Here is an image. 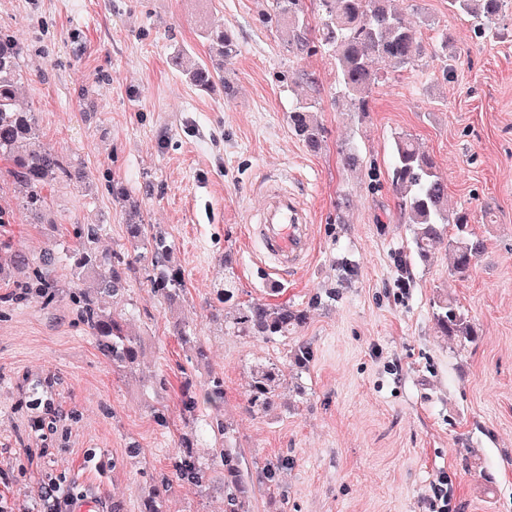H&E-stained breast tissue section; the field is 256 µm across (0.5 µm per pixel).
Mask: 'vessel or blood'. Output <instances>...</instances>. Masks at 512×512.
I'll use <instances>...</instances> for the list:
<instances>
[{
	"label": "vessel or blood",
	"instance_id": "vessel-or-blood-1",
	"mask_svg": "<svg viewBox=\"0 0 512 512\" xmlns=\"http://www.w3.org/2000/svg\"><path fill=\"white\" fill-rule=\"evenodd\" d=\"M256 217L252 233L265 253L276 260L274 274L285 275L302 267L312 254L313 233L310 216L298 196L281 181H272L261 193Z\"/></svg>",
	"mask_w": 512,
	"mask_h": 512
}]
</instances>
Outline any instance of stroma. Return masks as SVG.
I'll return each instance as SVG.
<instances>
[{
    "mask_svg": "<svg viewBox=\"0 0 512 512\" xmlns=\"http://www.w3.org/2000/svg\"><path fill=\"white\" fill-rule=\"evenodd\" d=\"M409 20L428 16L414 68L384 75L366 109L333 101L328 54L294 57L261 14L265 0H0V28L24 49L20 92L46 144L88 172L44 189L48 223L16 215L0 239L38 257L50 238L97 220L102 246L120 250L125 214L113 186L139 199L148 233H163L184 273L177 307L127 276L142 354L117 374L78 321L68 296L0 301V512H41L49 481L98 512H141L145 491L167 480V512H224V472L209 489L176 476L187 431L181 398L197 399L196 445L209 424H233L231 447L252 480L250 512H423L447 473L460 512H512V5L495 38H479L448 0H399ZM224 25L239 52L224 87L201 91L175 71L174 46L198 58L203 23ZM454 40L434 50L438 31ZM313 72L326 138L313 152L293 133V97L277 81ZM409 135L434 156L451 207L469 208L485 252L465 277L444 249L429 261L411 237L390 178V147ZM362 167L349 173L341 148ZM280 177L312 217L313 254L279 283L251 234L258 191ZM407 273L409 286L396 280ZM234 277L238 302L306 310L285 338L235 335L217 289ZM448 298L476 324L466 342L436 335L432 305ZM189 321L206 353L188 361L174 331ZM306 345L305 366L293 358ZM280 364L288 388L267 411L250 409L254 365ZM224 402L204 400L212 379ZM43 402L30 404L35 381ZM165 409L166 424L155 418ZM141 449L128 456L129 443ZM287 461L279 488L262 473Z\"/></svg>",
    "mask_w": 512,
    "mask_h": 512,
    "instance_id": "obj_1",
    "label": "stroma"
}]
</instances>
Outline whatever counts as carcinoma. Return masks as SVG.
Segmentation results:
<instances>
[{"label":"carcinoma","instance_id":"1","mask_svg":"<svg viewBox=\"0 0 512 512\" xmlns=\"http://www.w3.org/2000/svg\"><path fill=\"white\" fill-rule=\"evenodd\" d=\"M397 2L319 0V23L312 27L305 0H270L271 9L262 13V17L276 32L285 34L288 47L296 54L308 55L319 50L328 53L336 68L338 98L362 109L380 74L412 67L424 54L418 26L430 27L432 20L423 16L417 26L405 21ZM505 4L506 0H448V9L471 19L478 36L487 37L496 35V24ZM201 37L209 43V50L221 58L237 52V40L222 27L207 24L201 30ZM22 56L23 49L17 40L0 31V159L8 162L7 176L19 189L16 207L38 218L45 208V187L64 180L83 182L88 175L42 142L35 112L19 105ZM171 61L188 82L203 91L211 90L217 81L224 79L221 67L211 61L197 60L185 49L174 51ZM280 83L295 92L304 91L293 103L288 123L308 148L318 150L325 128L315 103L319 94L317 79L312 73L300 70L291 76L281 75ZM391 183L401 200L405 223L412 226L414 253L426 261L433 249L442 244L448 250L450 271L460 277L466 275L484 252V241L473 231L468 210L448 212L444 177L430 154L406 135L397 136L392 145ZM112 198L127 215L125 253L100 248L106 232L104 225L78 224L73 244L53 242L37 258L8 242H0V275L5 278L15 272L22 275L12 282L14 292L3 297V302L22 301L34 290L50 304L63 289L56 276L57 269L69 266L76 280V290L70 296L80 322L112 363V371L124 372L139 360L138 338L125 313L112 308L108 299L120 300L125 296L126 271L140 260L142 245L150 246L152 269L147 282L153 293L172 305L183 291L184 280L166 236L156 233L146 239L139 201L117 186L112 187ZM450 229L454 230L451 236ZM432 317L437 332L443 336L468 340L477 335L472 321L446 298L433 302ZM306 318V312L286 303L257 301L238 305L228 323L240 336L270 340L288 337ZM174 328L182 343L198 356H204L202 344L191 335L186 322L177 320ZM284 384L277 363L254 366L248 383L250 407L259 410L273 407ZM181 445L186 452L178 464L179 476L197 488L208 486L214 460L193 450L191 433L182 436ZM215 456L224 466L225 512H247L250 489L238 454L226 448ZM165 492L163 486L153 489L144 499L143 512H166Z\"/></svg>","mask_w":512,"mask_h":512}]
</instances>
